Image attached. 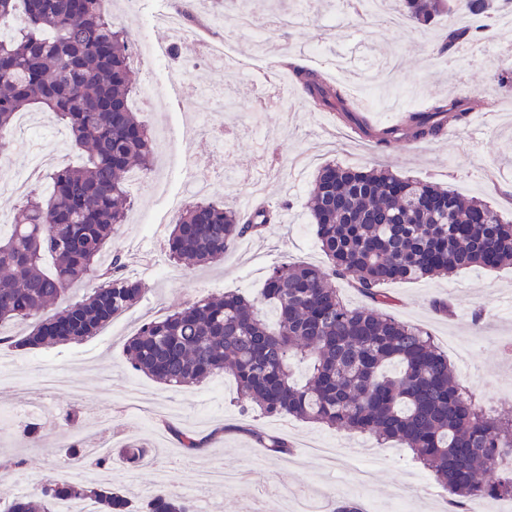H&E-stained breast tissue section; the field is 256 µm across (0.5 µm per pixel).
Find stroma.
<instances>
[{
	"instance_id": "1",
	"label": "stroma",
	"mask_w": 512,
	"mask_h": 512,
	"mask_svg": "<svg viewBox=\"0 0 512 512\" xmlns=\"http://www.w3.org/2000/svg\"><path fill=\"white\" fill-rule=\"evenodd\" d=\"M171 0H138L135 11L121 12L130 31L167 45L169 54L154 61L132 58L139 84L147 80L159 89L151 104H136L138 118L156 138L152 171L134 196L127 220L112 247L138 268L146 291L139 302L82 343L13 351L0 346V400L27 390L39 374L68 377L67 385L44 390L46 407L35 416L36 442L23 440L20 419H0V458L13 460L6 478L9 494H27L47 480H78L65 465L58 410L78 408L84 438L100 436V413L109 412L120 429L113 445L141 440L152 445L157 464L170 467L176 490H191L197 472L211 459L222 458L225 468L242 469L245 480L224 493L209 491V499L223 512H263V490L274 489L288 499L296 512L312 493L336 485V500L362 505L364 512H451L449 495L432 473L414 464L406 449L378 444L373 438L347 434L327 426L282 414L259 416L240 406L233 376L212 377L202 384L172 389L135 372L125 361L124 343L147 322L146 311L161 314L184 308L194 300L224 292L259 294L268 268L274 264L325 265L316 226L306 206L317 169L327 163L350 168H383L401 177L422 179L468 198H478L512 221V86L500 80L512 71V30L498 31L490 53L449 61L438 50L445 30L443 18L428 26L406 21L385 30L366 21L361 10H347L341 22L330 21L329 0L311 19L290 27L277 24L278 16L292 13V0H251L254 30L268 39L267 62L295 56L298 64L317 71L324 81L339 77L333 64L347 57L354 72L373 76L389 57L402 67L396 83L375 80L368 118L377 127L396 123L413 106L436 98L461 96L463 88L488 101L493 110L480 137L464 127L451 137L408 146L399 142L383 148L365 144L354 133L327 139L335 127V113L312 110L304 102L288 70L279 81L285 92L269 89L265 79L252 72L254 43L249 38L231 41L228 52L241 62L236 82L226 84L221 69L206 66L198 75L171 83L170 74L185 60L198 58V48L188 37L179 38L157 24ZM228 90L234 111L225 113L223 129L213 128L221 90ZM282 160L309 158L303 178L292 171L269 180L262 190L251 188L252 172L272 149ZM207 173L218 187L212 201L240 212L265 202L286 203L287 220L268 224L260 234L247 236L230 248L223 262L193 272L167 265L160 274L149 266L152 226L170 225L174 204L187 203L184 187L188 168ZM388 314L415 324L432 335L447 354L459 382L474 398L493 407L499 416L512 418V352L501 347L512 338V265L489 271L479 267L447 276L402 281L390 285ZM450 303V313L433 303ZM483 308L481 321L472 312ZM287 440L286 453L261 448L253 429ZM191 431L206 438L204 448L184 454L177 432ZM329 443L339 450L327 464L308 453L311 443ZM153 471L116 466L108 477L112 489L138 501L155 488Z\"/></svg>"
}]
</instances>
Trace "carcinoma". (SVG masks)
<instances>
[{
	"mask_svg": "<svg viewBox=\"0 0 512 512\" xmlns=\"http://www.w3.org/2000/svg\"><path fill=\"white\" fill-rule=\"evenodd\" d=\"M464 3L472 16L490 15L497 5ZM445 12V0L402 3V14L421 25ZM471 37L450 19L441 51ZM133 44L107 0H0V160L14 152L17 114L34 107L54 114L82 157L30 189L9 230L0 229V327L35 321L26 336L0 337L17 350L81 342L145 293L112 250L132 204L127 178L148 173L155 150L132 105ZM289 67L307 103L336 113L378 146L436 138L449 126H466L484 105L477 97L436 99L377 128L345 86ZM310 210L327 266L273 265L256 298L227 293L143 324L124 344L132 368L171 388L228 372L240 399L264 415L394 441L433 472L456 509L478 496L512 498V472L497 469L502 451L512 450V419L467 395L427 331L373 307L352 309L336 288L352 275L354 287L386 305V286L398 281L512 265V222L428 182L336 164L316 172ZM276 220L265 205L245 215L199 198L177 215L166 250L186 270L216 264L247 233ZM81 282L95 287L63 303ZM298 364L307 368L303 380L294 377ZM253 436L274 452L288 447L283 438ZM148 453L137 442L120 449L130 466ZM64 499L90 500L97 512H198L194 499L167 489L135 505L110 488L67 480L38 484L7 512H55Z\"/></svg>",
	"mask_w": 512,
	"mask_h": 512,
	"instance_id": "carcinoma-1",
	"label": "carcinoma"
}]
</instances>
